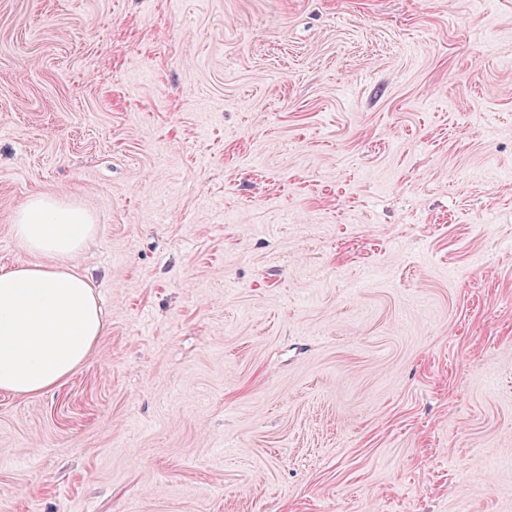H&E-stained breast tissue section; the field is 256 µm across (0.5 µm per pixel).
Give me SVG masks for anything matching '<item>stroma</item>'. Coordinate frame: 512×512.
<instances>
[{"instance_id":"35a3bbf8","label":"stroma","mask_w":512,"mask_h":512,"mask_svg":"<svg viewBox=\"0 0 512 512\" xmlns=\"http://www.w3.org/2000/svg\"><path fill=\"white\" fill-rule=\"evenodd\" d=\"M106 332L0 391V512H512V0H0Z\"/></svg>"}]
</instances>
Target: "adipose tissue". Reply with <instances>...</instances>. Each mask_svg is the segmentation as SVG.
Segmentation results:
<instances>
[{
	"label": "adipose tissue",
	"mask_w": 512,
	"mask_h": 512,
	"mask_svg": "<svg viewBox=\"0 0 512 512\" xmlns=\"http://www.w3.org/2000/svg\"><path fill=\"white\" fill-rule=\"evenodd\" d=\"M13 231L37 260L0 272V390L40 394L73 375L105 332L87 278L67 267L94 226L83 210L36 194Z\"/></svg>",
	"instance_id": "obj_1"
}]
</instances>
